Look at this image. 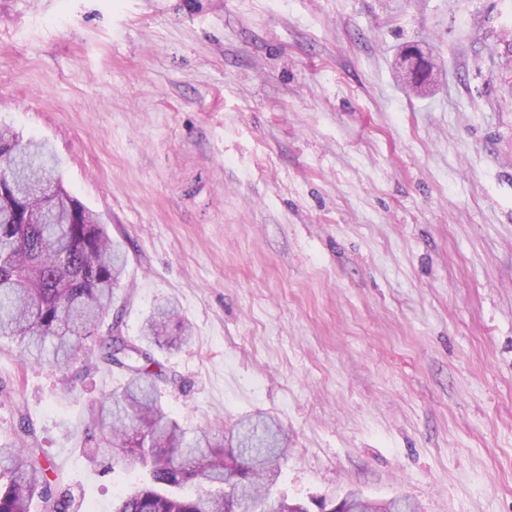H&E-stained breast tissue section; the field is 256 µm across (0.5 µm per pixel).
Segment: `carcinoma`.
Listing matches in <instances>:
<instances>
[{
    "mask_svg": "<svg viewBox=\"0 0 512 512\" xmlns=\"http://www.w3.org/2000/svg\"><path fill=\"white\" fill-rule=\"evenodd\" d=\"M58 160L48 143L24 141L0 127V338L15 342L22 361L60 367L76 345L91 339L97 356L128 370L121 394L95 410L101 431L96 451L144 473L121 492L111 512H290L288 497L270 492L283 454L281 429L264 418L240 423L229 442L191 433L159 401L162 373L154 343L188 336L166 300L144 327L145 344L100 332L127 257L98 215L62 185L45 193ZM58 473L43 450L0 445V512H70L72 500L54 489Z\"/></svg>",
    "mask_w": 512,
    "mask_h": 512,
    "instance_id": "cac0c4a2",
    "label": "carcinoma"
}]
</instances>
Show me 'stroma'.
<instances>
[{"label": "stroma", "instance_id": "obj_1", "mask_svg": "<svg viewBox=\"0 0 512 512\" xmlns=\"http://www.w3.org/2000/svg\"><path fill=\"white\" fill-rule=\"evenodd\" d=\"M510 73L512 0H0V126L127 253L105 324L174 300L162 404L274 419L303 502L512 512ZM70 377L0 340V444L27 420L92 512L141 477L92 454L128 374Z\"/></svg>", "mask_w": 512, "mask_h": 512}]
</instances>
